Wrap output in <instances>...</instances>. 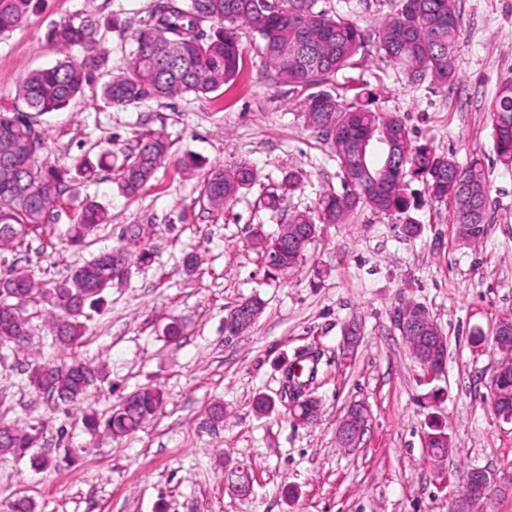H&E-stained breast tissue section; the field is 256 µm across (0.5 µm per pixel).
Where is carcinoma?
Segmentation results:
<instances>
[{
	"label": "carcinoma",
	"instance_id": "obj_1",
	"mask_svg": "<svg viewBox=\"0 0 512 512\" xmlns=\"http://www.w3.org/2000/svg\"><path fill=\"white\" fill-rule=\"evenodd\" d=\"M32 0H0V35L16 29L30 10ZM318 0H279L268 7L266 0H155L144 21L131 34L133 49L119 71L101 86L103 100L111 106H130L146 96L174 98L206 96L233 82L242 71L245 49L240 32L248 28L255 36L254 50L284 84L302 89L319 87L340 72L354 68L355 57L367 38L377 43L382 58L394 65L411 83L430 80L438 87L454 81L453 52L458 36L456 0H401L399 8L377 21L372 34L351 17L329 15L317 9ZM210 25V34L203 26ZM98 25L91 20H70L54 25L49 43L64 58L50 67L29 71L18 93L31 112L43 114L66 107L107 62L98 48ZM181 39L179 46L173 40ZM75 47L84 49L79 60L68 56ZM352 99L341 101L327 91L307 96L302 118L336 158L342 193L328 192L314 208L296 211L284 220L308 225L340 224L356 209L366 206L381 213L403 215L410 209L408 182L421 180L429 198L451 208L452 223L460 238L476 242L485 233L490 207L489 188L482 159L473 157L461 165L438 152L429 143L413 139L412 132L396 114L372 108V93L362 85L350 87ZM492 135L500 161L512 162V80L502 82L489 105ZM389 131L396 151L385 174L373 177L375 169L363 161L359 139L374 128ZM44 139L30 116L0 112V170L10 179H0V243L18 247L46 223L51 207L59 202L68 183L89 178L108 165L112 154L96 160L85 157L74 167H58L40 161ZM170 144L164 133L150 131L117 167L115 182L127 197L138 195L167 159ZM255 180L253 168L240 162L231 168H215L204 180L203 193L216 210L232 202ZM297 173L284 175L269 193L267 208L279 210L281 197L296 189ZM107 220V212L95 201L82 204L69 241L82 244ZM254 248L262 260L272 257L267 270L286 273L303 254L278 235L254 236ZM151 260L146 246L126 251L125 269L112 267V251H103L73 271L66 279L42 287L32 271L14 269L0 278V346L16 352L32 345L31 327L18 305L33 302L43 308L53 345L60 352L73 350L86 335L91 312L105 300V293L124 280L134 264ZM99 375L87 362L70 356L36 363L29 381L62 406L83 402V375ZM163 393L144 388L127 395L105 417L94 411L83 416L87 433L99 432L118 439L138 431L161 408ZM41 429L0 421V459L29 458L35 466L49 460L34 447Z\"/></svg>",
	"mask_w": 512,
	"mask_h": 512
}]
</instances>
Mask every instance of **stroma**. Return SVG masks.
Listing matches in <instances>:
<instances>
[{"label":"stroma","mask_w":512,"mask_h":512,"mask_svg":"<svg viewBox=\"0 0 512 512\" xmlns=\"http://www.w3.org/2000/svg\"><path fill=\"white\" fill-rule=\"evenodd\" d=\"M153 3L32 0L21 25L0 36V112H22L24 73L58 59L49 29L68 18L100 26L104 69L68 106L36 119L47 162L70 167L88 154L119 155L147 130L164 132L171 143L137 198L118 193L112 170L97 171L50 209L44 234L0 249V276L27 268L50 285L116 245L128 225H142L151 262L108 290L74 354L104 368L85 400L99 415L142 387L164 394L138 432L89 435L81 408L54 407L28 381L34 356L56 357L42 309L28 306L32 353L0 350V420L42 426L40 453L53 459L68 450L75 461L38 470L25 459L0 460V512L13 494L29 498L36 512H452L472 468L497 476L483 512H512V423L496 414L490 394L502 359L491 331L512 316V164L496 154L488 112L501 82L512 78V0H456L461 26L451 87L400 79L372 42L354 69L325 86L340 95L354 78L372 92L375 108L399 115L415 139L462 164L480 156L491 200L484 237L459 240L448 206L431 202L424 183L413 180L408 216L362 207L344 223L320 225L301 265L273 277L251 247L256 228H277L264 207L268 189L283 173L299 172V187L280 208L305 210L324 192H342L336 163L303 123L304 92L276 83L250 49L236 81L216 93L106 104L100 86L118 71L132 48L129 29L147 19ZM398 4L318 2L367 29ZM186 153L200 156L202 167L181 170ZM242 161L254 167L255 183L224 212L210 210L202 198L207 171ZM86 200L102 204L109 221L84 245H69L66 229ZM408 218L420 224L418 236L401 234ZM189 253L198 258L192 272L183 265ZM254 296L264 305L255 325L225 339L228 309ZM405 302L422 306L447 338L438 379H425L393 323ZM173 319L185 326L176 343L162 336ZM353 319L362 339L351 353L342 336ZM301 356L317 365L309 390L320 415L312 424L292 419L282 391L287 368ZM259 394L275 400L271 413L254 412ZM354 401L366 403L371 417L360 446L344 448L336 422ZM216 403L224 408L219 423L210 418ZM434 422L452 446L440 463L424 442ZM242 464L254 480L245 501L228 486Z\"/></svg>","instance_id":"35a3bbf8"}]
</instances>
